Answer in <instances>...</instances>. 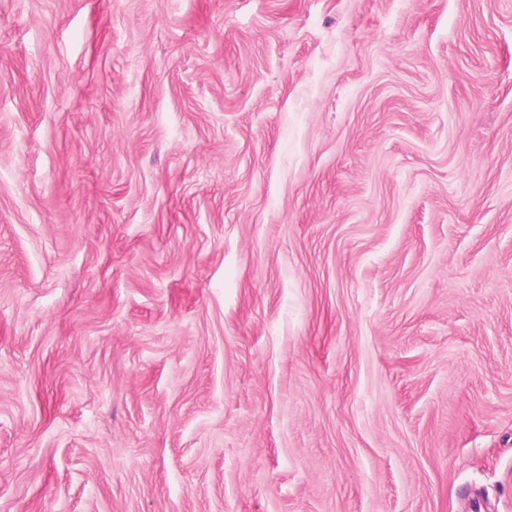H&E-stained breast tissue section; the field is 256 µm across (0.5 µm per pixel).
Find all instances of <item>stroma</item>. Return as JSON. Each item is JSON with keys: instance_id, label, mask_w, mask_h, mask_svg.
<instances>
[{"instance_id": "stroma-1", "label": "stroma", "mask_w": 512, "mask_h": 512, "mask_svg": "<svg viewBox=\"0 0 512 512\" xmlns=\"http://www.w3.org/2000/svg\"><path fill=\"white\" fill-rule=\"evenodd\" d=\"M512 512V0H0V512Z\"/></svg>"}]
</instances>
